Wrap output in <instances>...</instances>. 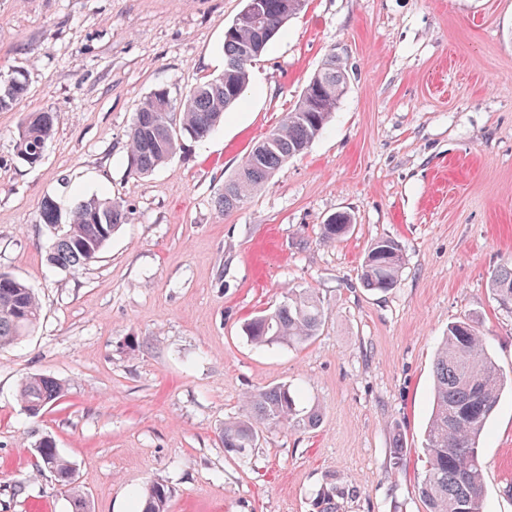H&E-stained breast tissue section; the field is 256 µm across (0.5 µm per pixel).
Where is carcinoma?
<instances>
[{
    "label": "carcinoma",
    "instance_id": "obj_1",
    "mask_svg": "<svg viewBox=\"0 0 512 512\" xmlns=\"http://www.w3.org/2000/svg\"><path fill=\"white\" fill-rule=\"evenodd\" d=\"M260 22L248 23L224 36L225 66L222 74L196 84L176 99L161 87L141 101L128 132L131 174H149L168 162L183 137L203 139L220 125L224 113L240 99L249 82V67L267 50L281 28L299 11L295 0H259ZM348 72L336 54L327 56L314 73L295 106L282 122L258 141L245 157L236 176L224 183L215 198L220 212L229 213L263 186L288 160L301 155L330 121L347 86ZM18 77L0 83V111L24 94ZM58 113L32 112L21 126L18 156L30 165L39 163L52 137ZM38 221L52 238L47 263L78 272L95 261L112 235L126 221L120 201L91 196L64 209L52 197L42 200ZM350 214L341 212L322 227V240L333 243L348 233ZM403 254L399 242L380 238L369 248L361 265L362 284L377 291L394 287L401 273ZM499 308L512 313V262L501 265L490 281ZM40 304L22 280L0 272V348L9 346L35 329ZM325 316L320 299L309 289H290L271 312L255 316L243 326L246 338L258 346H303L319 334ZM504 383L490 356L486 339L465 319L448 325L437 354L433 374V407L424 438V471L419 495L425 512H485L479 447L486 423L495 411ZM64 396L56 378L33 374L24 379L19 398L23 405L50 406ZM299 392L277 385L247 397L249 417L224 421V447L246 455L255 446L258 425L313 428L318 409H298ZM35 468L50 474L71 492L70 501L84 504L86 495L75 486L76 468L46 440L35 448ZM172 489L154 482L140 493L141 512H169ZM318 512H336V486L323 487L316 496Z\"/></svg>",
    "mask_w": 512,
    "mask_h": 512
}]
</instances>
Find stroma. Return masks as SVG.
I'll return each mask as SVG.
<instances>
[{"label": "stroma", "mask_w": 512, "mask_h": 512, "mask_svg": "<svg viewBox=\"0 0 512 512\" xmlns=\"http://www.w3.org/2000/svg\"><path fill=\"white\" fill-rule=\"evenodd\" d=\"M245 0H0V81L27 90L0 111V271L41 305L34 332L0 348V512H71L36 474L51 436L90 512H138L148 484L170 512H424L418 496L434 362L448 325L472 319L512 378V314L489 288L512 262V0H308L207 138L153 173L127 168V132L157 88L181 96L224 69V32ZM349 80L306 153L230 214L214 197L278 125L328 54ZM58 113L42 161L15 152L24 117ZM121 200L127 221L79 274L50 267L44 197ZM353 226L320 238L332 215ZM403 247L396 287L363 286L375 240ZM308 288L326 313L304 347L258 348L242 327ZM61 380L29 414L19 385ZM289 384L314 429L264 425L247 456L225 420L248 394ZM406 439L390 464L394 432ZM486 512H512V391L481 442ZM172 489L164 483L154 482L140 493V512H169Z\"/></svg>", "instance_id": "35a3bbf8"}]
</instances>
